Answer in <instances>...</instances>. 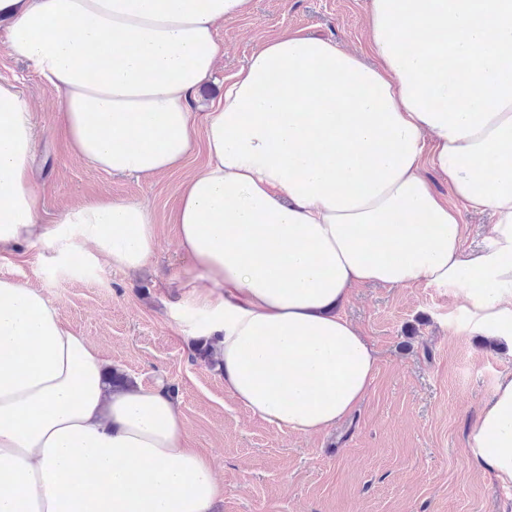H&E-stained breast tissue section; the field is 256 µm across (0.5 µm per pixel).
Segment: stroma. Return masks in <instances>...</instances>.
Listing matches in <instances>:
<instances>
[{
    "instance_id": "obj_1",
    "label": "stroma",
    "mask_w": 512,
    "mask_h": 512,
    "mask_svg": "<svg viewBox=\"0 0 512 512\" xmlns=\"http://www.w3.org/2000/svg\"><path fill=\"white\" fill-rule=\"evenodd\" d=\"M366 8L367 0H251L246 13L217 29L224 58L199 90L196 113L223 95L225 78L254 50L287 31L370 58ZM0 84L32 107L44 223L104 196L147 203L157 234L154 257L139 271L79 269L52 249L23 243L14 258L0 260V277L37 288L68 327L132 380L172 387L191 447L224 482L217 512H512V486L492 479L466 446L499 378L512 372V345L485 336L458 289L355 288L343 313L378 354L368 394L328 432L278 428L230 398L218 370L196 359L193 342L206 315L171 313L178 296L164 281L186 263L171 218L187 172L206 162L204 148L183 168L149 179L85 165L59 126L56 91L8 54L1 25Z\"/></svg>"
}]
</instances>
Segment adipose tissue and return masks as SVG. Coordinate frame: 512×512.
<instances>
[{"label": "adipose tissue", "mask_w": 512, "mask_h": 512, "mask_svg": "<svg viewBox=\"0 0 512 512\" xmlns=\"http://www.w3.org/2000/svg\"><path fill=\"white\" fill-rule=\"evenodd\" d=\"M249 3L0 0V22L9 55L56 90L80 161L153 177L205 145L173 218L190 259L170 280L178 306L207 314L232 399L316 435L374 378V350L341 313L353 288H457L486 335L512 336V0H369L374 63L286 33L196 118L224 56L217 25ZM35 148L27 100L0 85V259L27 242L146 265L156 220L144 202L100 198L43 223ZM466 208L493 218L475 255ZM106 365L36 288L0 278V512H214L224 488L188 448L177 403L160 387L110 390ZM467 446L512 484V373Z\"/></svg>", "instance_id": "obj_1"}]
</instances>
